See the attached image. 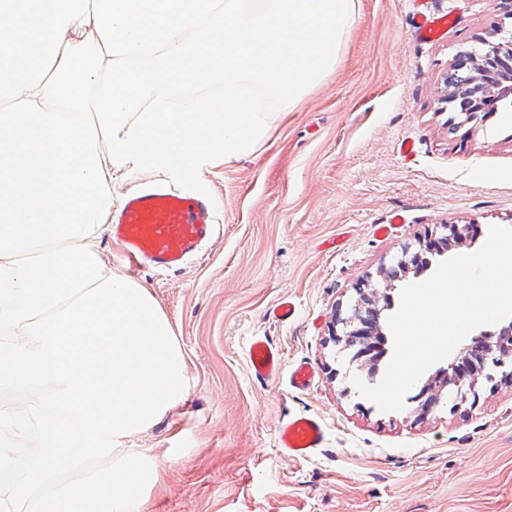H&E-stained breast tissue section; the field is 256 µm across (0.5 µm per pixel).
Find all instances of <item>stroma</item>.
<instances>
[{
  "label": "stroma",
  "mask_w": 512,
  "mask_h": 512,
  "mask_svg": "<svg viewBox=\"0 0 512 512\" xmlns=\"http://www.w3.org/2000/svg\"><path fill=\"white\" fill-rule=\"evenodd\" d=\"M422 2L448 17L439 39L416 38L413 0H357L330 78L251 153L200 171L216 232L185 267L130 272L102 233L105 262L153 294L185 361L184 398L125 441L157 470L142 512H512L511 387L482 379L477 399L444 397L421 416L414 397L431 367L401 410L383 412L356 383L377 385L389 358L372 374L328 340L335 308L354 305L361 281L384 295L386 321L405 287L428 280L389 285L380 274L419 237L471 225V252L485 226L512 229V115L453 131L444 101L457 55L511 30L512 16L489 0ZM396 214L401 223L378 234ZM284 300L296 314L281 322L272 310ZM259 337L286 364L310 362L313 384L257 382L248 352ZM301 415L322 419L326 442L295 459L277 430Z\"/></svg>",
  "instance_id": "1"
}]
</instances>
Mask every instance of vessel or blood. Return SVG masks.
<instances>
[{
  "mask_svg": "<svg viewBox=\"0 0 512 512\" xmlns=\"http://www.w3.org/2000/svg\"><path fill=\"white\" fill-rule=\"evenodd\" d=\"M419 38L440 36L447 16L413 13ZM215 230L214 207L209 196L187 195L163 185L131 193L112 224V236L140 265L173 269L184 265ZM254 378L266 382L287 375L292 388L306 389L314 378L311 365L286 367L278 349L267 339L256 340L249 351ZM325 427L315 415L294 417L278 429V446L293 458H306L325 441Z\"/></svg>",
  "mask_w": 512,
  "mask_h": 512,
  "instance_id": "1",
  "label": "vessel or blood"
}]
</instances>
